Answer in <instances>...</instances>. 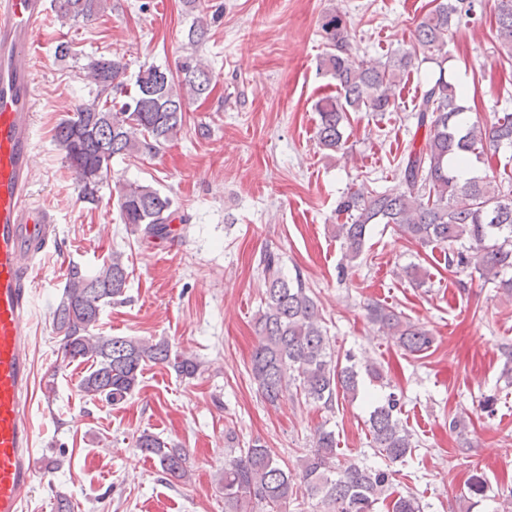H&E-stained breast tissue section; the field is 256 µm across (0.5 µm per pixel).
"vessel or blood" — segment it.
Returning a JSON list of instances; mask_svg holds the SVG:
<instances>
[{
  "label": "vessel or blood",
  "instance_id": "vessel-or-blood-1",
  "mask_svg": "<svg viewBox=\"0 0 512 512\" xmlns=\"http://www.w3.org/2000/svg\"><path fill=\"white\" fill-rule=\"evenodd\" d=\"M47 0H0V512H22L36 472L25 414L31 386L29 281L53 243L54 216L30 203L34 73L31 51Z\"/></svg>",
  "mask_w": 512,
  "mask_h": 512
}]
</instances>
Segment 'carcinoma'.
<instances>
[{
  "mask_svg": "<svg viewBox=\"0 0 512 512\" xmlns=\"http://www.w3.org/2000/svg\"><path fill=\"white\" fill-rule=\"evenodd\" d=\"M476 0H434L415 29L417 43L435 49L448 32L475 11ZM195 17L187 32L191 52L178 65V74L151 65L136 75L135 91L128 100L114 102L125 92L127 63L119 57L101 55L87 64L95 85L91 99L77 106L73 115L54 128V140L65 152V163L75 174L82 198L100 201V190L111 173L112 158L119 155H153L157 147L173 139L186 123L187 102L207 98L212 92V70L198 55V46L217 13L208 0H185ZM58 17L85 22L108 9V0H53ZM497 38L512 61V0H492ZM327 41L320 68L330 75L338 94L319 99L317 140L334 154L345 150V126L353 112H387L394 106L395 90L415 67L416 53L395 54L383 63L350 60L348 31L339 15L322 23ZM465 90L439 71L438 78L414 105L416 129L424 130L423 144L411 137L402 157V188L396 193L349 190L337 209L349 222L336 225L344 258L351 264L364 251L371 224H392L410 239L429 246L448 247V265L474 269L485 281L512 291V182L507 184L478 169L461 177L455 164L484 162L502 147H512V113L505 112L489 126L467 124L462 114ZM120 216L125 224L145 238L163 237L176 219L173 199L159 190L135 182L118 192ZM264 290L255 318L261 337L251 356L250 374L266 402L278 403L289 383L308 401L332 406L338 394L356 398L362 391V375L382 379L374 363L359 370L346 356L343 365L330 350L321 325L318 305L301 275L282 272L281 257L271 251L259 260ZM129 267L120 253L89 275L78 264L69 267L66 284L53 314V326L62 341L63 360L92 361L90 372L78 385L81 398L123 402L139 383L144 367L165 364L177 375L194 378L200 364L196 358L171 352L168 343H149L97 332L104 306L125 295ZM367 317L384 333L395 338L409 353L429 350L428 331L394 310L374 301L366 306ZM400 400L393 393L373 407L369 431L374 454L381 465L343 463L337 459L336 434L320 429L314 450L301 459L295 475L288 463L261 444L224 449V471L218 487L224 495V512H286L288 501L303 490L323 505L324 512H374L379 500H387L395 471L415 448L413 435L402 425ZM136 448L157 460L162 472L172 478H190L186 449L171 445L150 432H142ZM462 495L466 512H472L486 496L487 482L471 477ZM391 512H423L419 499L399 495Z\"/></svg>",
  "mask_w": 512,
  "mask_h": 512,
  "instance_id": "obj_1",
  "label": "carcinoma"
}]
</instances>
